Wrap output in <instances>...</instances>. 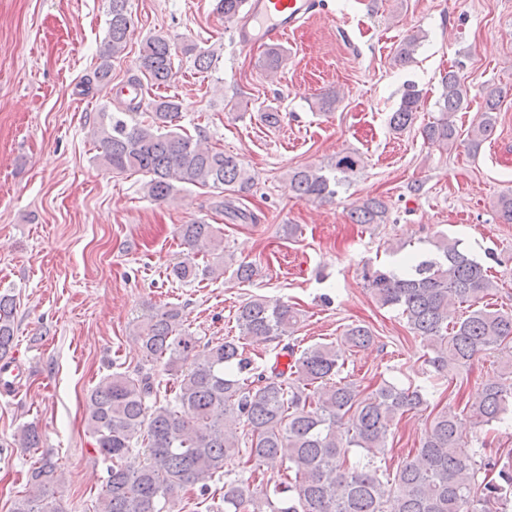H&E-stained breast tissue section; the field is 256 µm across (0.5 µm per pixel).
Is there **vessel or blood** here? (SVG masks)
Returning <instances> with one entry per match:
<instances>
[{
  "label": "vessel or blood",
  "mask_w": 512,
  "mask_h": 512,
  "mask_svg": "<svg viewBox=\"0 0 512 512\" xmlns=\"http://www.w3.org/2000/svg\"><path fill=\"white\" fill-rule=\"evenodd\" d=\"M321 10L319 0H250L234 40L242 48L280 42Z\"/></svg>",
  "instance_id": "b4317fda"
}]
</instances>
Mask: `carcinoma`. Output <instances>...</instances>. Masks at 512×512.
Here are the masks:
<instances>
[{
	"label": "carcinoma",
	"mask_w": 512,
	"mask_h": 512,
	"mask_svg": "<svg viewBox=\"0 0 512 512\" xmlns=\"http://www.w3.org/2000/svg\"><path fill=\"white\" fill-rule=\"evenodd\" d=\"M246 0H216L227 21L241 18ZM128 0H110L109 28L99 47L101 64L96 81H112V61L123 55L130 30ZM422 36L406 37L395 60L407 64ZM168 41L153 37L136 60L138 76L129 82L167 85L173 76ZM438 116L425 124L422 135L445 146L455 145V116L465 108L458 72L440 79ZM422 92L409 83L389 123L396 132L411 127ZM503 91L484 93L481 121L471 131L469 151L477 153L493 132ZM180 105L174 96L116 99V109L99 113L90 135L98 144L100 163L115 174L139 173L143 189L156 201H169L179 187L191 185L244 192L253 177L235 156L207 146L180 125ZM362 168L353 152L339 153L329 169L305 166L288 174V189L299 200H325L351 183ZM388 204L368 198L350 209L356 224H384ZM498 218L512 224V192L496 203ZM220 228L205 221L180 224V241L202 252L222 243ZM429 248L403 256L399 269L366 267L362 277L377 303L398 310L410 333L426 341L429 365L439 374L468 366L490 351L502 358L507 377L486 386L470 405L477 424L501 422L512 415V310L484 302L496 284L487 267L446 234L428 240ZM223 274L218 265L188 261L173 263L169 276L192 283ZM466 312L456 315V309ZM16 302L0 294V360L16 347ZM300 321V312L261 296L241 304L235 314L239 336L217 342L199 341L184 328L176 306L153 311L134 324L141 362L114 371L90 392L88 421L95 451L110 462L106 467L97 512H171L178 493L199 487L205 496L209 482L226 475L224 468L239 460L244 469L282 472L254 491L250 483L224 482L222 502L209 512H498L512 497V460L477 461L460 433L458 415L436 413L419 448L397 469L393 503L384 509L387 489L379 478L378 460L387 451L391 427L405 414L427 405L423 390L383 381L363 393L354 380L341 376L343 353L375 342L367 326L351 325L334 342L316 343L300 351L288 343L269 371H256L246 355V343L283 341ZM161 364L173 386L162 387L152 372ZM21 448H38L41 434L34 424L15 435ZM353 452L359 453L355 460ZM497 471V477L480 470ZM65 481L61 467L48 455L31 467L27 494L12 512H59L55 490ZM273 488H268V485Z\"/></svg>",
	"instance_id": "carcinoma-1"
}]
</instances>
